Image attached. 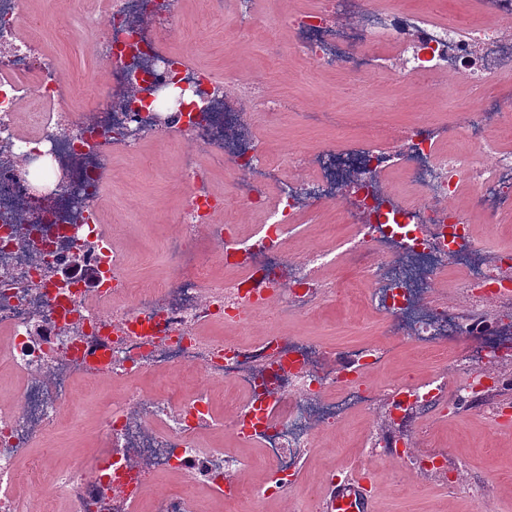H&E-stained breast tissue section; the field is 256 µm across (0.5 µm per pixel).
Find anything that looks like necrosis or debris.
Here are the masks:
<instances>
[{"label":"necrosis or debris","mask_w":512,"mask_h":512,"mask_svg":"<svg viewBox=\"0 0 512 512\" xmlns=\"http://www.w3.org/2000/svg\"><path fill=\"white\" fill-rule=\"evenodd\" d=\"M23 0H0V45H13L0 64V145L19 163L0 167V365L21 379L16 410L0 413V512H19V486L50 482L57 498L38 512H141L151 488L176 477L187 493L165 499L162 512H194V493L213 499L242 492L248 463L222 445L206 442L212 428L244 447L260 448L268 465L256 494L273 496L299 488L304 460L315 438L368 403L366 371L386 362L384 351L352 346L346 364L300 336L271 334L251 343L209 340L202 328L221 322L243 325L256 302L275 300L277 312L308 315L326 301L352 297L349 282L331 276L341 265L368 273L367 298L385 318L389 336L415 331L409 343L424 357L440 359L469 338L472 360L503 352L512 359V330L489 332L448 303L431 309L420 300L446 286L449 270L458 290L474 297L512 298V251L478 242L472 213L485 224L512 222V0H482L481 19L458 14L441 24L414 13L379 8L376 0H345V22L330 23L336 0L323 9L286 17L296 53L324 69L360 78L370 73L378 47L392 60L379 72L407 87L438 75L463 80L467 98L448 141L430 125L396 131L397 150L342 145L314 154L304 182L286 173V159L258 141L231 143L242 119L228 111L248 80L217 79L186 56L168 51L164 37L127 20L166 16L170 0H105L96 16L82 17L112 57L114 104L103 101L94 81L85 84L86 109L67 108V91L41 68L36 38H22ZM136 83L139 95L125 89ZM34 105L29 130L16 123L18 101ZM167 131L202 142L224 166L232 194L203 185L198 162L185 156L181 175L188 192L179 216L187 226L206 224L209 240L223 251L230 280L218 283L206 254L185 238L168 245L176 263L167 281L142 287L126 276L128 258L112 243L100 200L113 148L136 152L127 129L148 135L155 119ZM400 174L419 190L402 198L385 179ZM340 207L354 233L339 248L321 247L288 259V236L299 224L301 196ZM263 217L258 231L242 235L223 222L228 203ZM94 263L98 278L55 280L53 265L67 270ZM109 318H101V310ZM152 372L172 378L153 393L135 385ZM199 374L202 385L184 396L174 380ZM124 383L99 419L104 446L93 463L53 469L47 455L31 450L45 443L72 402L76 380ZM227 385L224 412L216 414L213 388ZM497 384L493 373L445 380L404 382L389 389L396 418L466 395L479 400ZM113 486L125 496L110 495Z\"/></svg>","instance_id":"necrosis-or-debris-1"}]
</instances>
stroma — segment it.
I'll return each mask as SVG.
<instances>
[{
	"label": "stroma",
	"instance_id": "35a3bbf8",
	"mask_svg": "<svg viewBox=\"0 0 512 512\" xmlns=\"http://www.w3.org/2000/svg\"><path fill=\"white\" fill-rule=\"evenodd\" d=\"M92 0H25L23 17L42 20L40 39L54 60V75L65 84L76 83L86 72L97 71L101 82L109 72L100 47L73 35L77 16L89 12ZM322 0H258L255 33L227 40L234 27L231 10L206 11L205 0H178L175 23L166 46L188 51L192 63L217 76L268 75L263 93L272 99L294 102V110L267 113L257 122L256 138L276 148L294 145L312 152L330 145L366 146L372 136L365 113L378 109L394 128L422 116L425 90L406 93L384 81L365 87L350 81L341 70L320 69L293 52V37L283 29L292 12L320 7ZM384 9L400 7L431 13L440 22L460 12L476 10V0H379ZM327 104L344 112L339 125L313 127L304 109ZM196 144L157 133L143 140L138 154L112 156L109 187L101 202L104 220L130 253L129 277L137 282L164 281L173 262L168 242L176 231L185 186L177 175L182 154ZM280 331L303 336L340 352L362 344L385 345L380 316L367 302H326L309 318L292 314L272 321ZM501 383L481 403H463L457 409L428 407L395 424L383 395L384 386L414 371L418 376L444 373L441 362L417 358L411 348L396 350L383 367L370 375L371 403L362 413L343 422L323 451L305 460V488L292 498L291 512H318L322 478L335 471L337 478L361 475L371 483L377 512H480L490 504L493 512H512V432L496 430L500 408L512 406V360L490 364ZM110 385L85 393L66 413L51 435L54 463L63 468L75 457L93 458L98 447L92 439L96 408L113 395ZM404 444V455L383 456L388 443ZM442 454L446 472L423 470L426 455Z\"/></svg>",
	"mask_w": 512,
	"mask_h": 512
}]
</instances>
